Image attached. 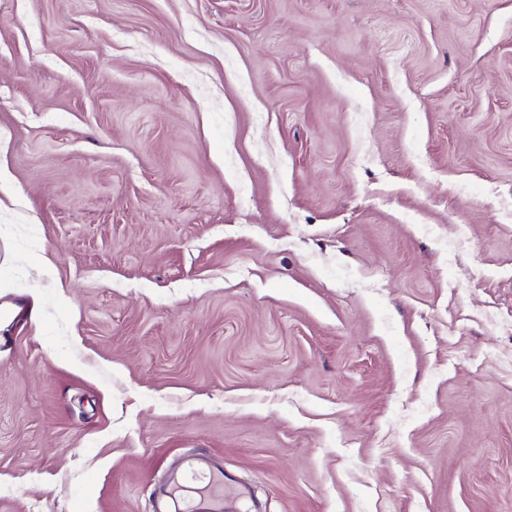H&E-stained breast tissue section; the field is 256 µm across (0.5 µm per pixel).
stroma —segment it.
I'll return each mask as SVG.
<instances>
[{
  "instance_id": "1",
  "label": "stroma",
  "mask_w": 512,
  "mask_h": 512,
  "mask_svg": "<svg viewBox=\"0 0 512 512\" xmlns=\"http://www.w3.org/2000/svg\"><path fill=\"white\" fill-rule=\"evenodd\" d=\"M0 166V512H512V0H0ZM196 477L197 473H202L207 479V483L197 488L195 506L189 512H223L224 511V491L234 487V479L226 471L224 466L218 463H211L206 467L191 466L177 475L160 492V497L166 504H178L176 490L184 488L180 481L188 474Z\"/></svg>"
}]
</instances>
